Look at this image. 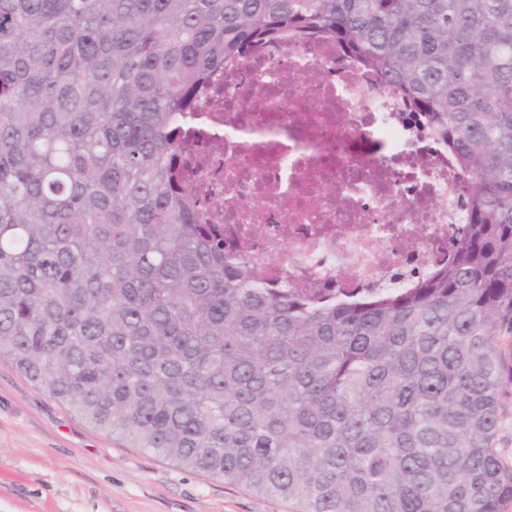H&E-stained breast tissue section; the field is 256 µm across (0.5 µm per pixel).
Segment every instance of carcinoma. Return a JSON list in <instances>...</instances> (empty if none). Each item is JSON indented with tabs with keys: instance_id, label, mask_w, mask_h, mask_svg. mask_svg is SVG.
Wrapping results in <instances>:
<instances>
[{
	"instance_id": "carcinoma-1",
	"label": "carcinoma",
	"mask_w": 512,
	"mask_h": 512,
	"mask_svg": "<svg viewBox=\"0 0 512 512\" xmlns=\"http://www.w3.org/2000/svg\"><path fill=\"white\" fill-rule=\"evenodd\" d=\"M323 34L471 185L408 288L269 284L178 180L203 84ZM512 0H0V359L92 427L291 512H506ZM500 423L496 433V448L512 462V388L501 398Z\"/></svg>"
}]
</instances>
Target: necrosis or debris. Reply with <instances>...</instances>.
I'll return each instance as SVG.
<instances>
[{"mask_svg": "<svg viewBox=\"0 0 512 512\" xmlns=\"http://www.w3.org/2000/svg\"><path fill=\"white\" fill-rule=\"evenodd\" d=\"M214 84L192 115L191 180L264 275L377 292L447 258L465 183L375 74L322 40L259 47Z\"/></svg>", "mask_w": 512, "mask_h": 512, "instance_id": "1", "label": "necrosis or debris"}]
</instances>
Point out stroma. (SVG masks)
Returning <instances> with one entry per match:
<instances>
[{
    "label": "stroma",
    "instance_id": "obj_1",
    "mask_svg": "<svg viewBox=\"0 0 512 512\" xmlns=\"http://www.w3.org/2000/svg\"><path fill=\"white\" fill-rule=\"evenodd\" d=\"M0 512H289L91 427L0 360Z\"/></svg>",
    "mask_w": 512,
    "mask_h": 512
}]
</instances>
